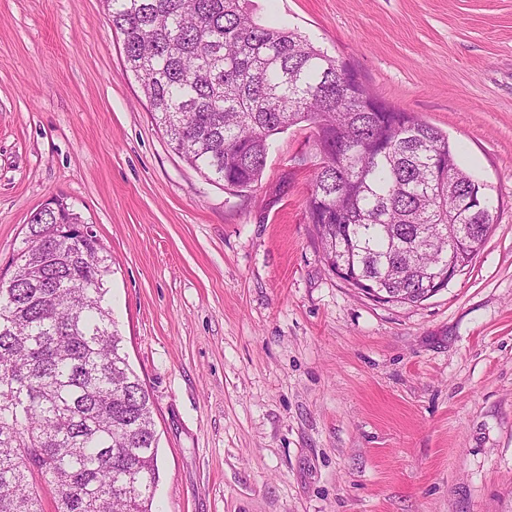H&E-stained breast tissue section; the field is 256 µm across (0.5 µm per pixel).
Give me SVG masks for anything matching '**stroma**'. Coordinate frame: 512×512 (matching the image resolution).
<instances>
[{
  "label": "stroma",
  "mask_w": 512,
  "mask_h": 512,
  "mask_svg": "<svg viewBox=\"0 0 512 512\" xmlns=\"http://www.w3.org/2000/svg\"><path fill=\"white\" fill-rule=\"evenodd\" d=\"M447 132L493 225L431 298L327 266L309 126L236 192L169 146L103 0H0V275L61 195L112 258L157 512H512V0H245Z\"/></svg>",
  "instance_id": "1"
}]
</instances>
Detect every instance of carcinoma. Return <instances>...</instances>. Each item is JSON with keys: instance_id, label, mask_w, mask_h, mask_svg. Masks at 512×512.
<instances>
[{"instance_id": "cac0c4a2", "label": "carcinoma", "mask_w": 512, "mask_h": 512, "mask_svg": "<svg viewBox=\"0 0 512 512\" xmlns=\"http://www.w3.org/2000/svg\"><path fill=\"white\" fill-rule=\"evenodd\" d=\"M127 68L169 144L226 188L258 183L271 136L307 122L321 163L308 214L331 270L375 298L448 279L484 246L492 215L448 135L412 112H369L338 62L306 36L254 21L240 0H104ZM81 216L34 212L0 278V512H153L158 438L148 393L106 302L97 236H58Z\"/></svg>"}]
</instances>
